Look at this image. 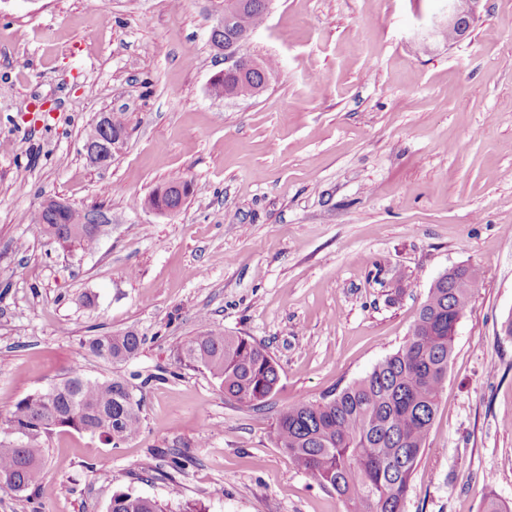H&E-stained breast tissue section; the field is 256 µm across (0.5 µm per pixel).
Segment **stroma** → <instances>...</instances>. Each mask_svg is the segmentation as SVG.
I'll use <instances>...</instances> for the list:
<instances>
[{
	"label": "stroma",
	"instance_id": "1",
	"mask_svg": "<svg viewBox=\"0 0 512 512\" xmlns=\"http://www.w3.org/2000/svg\"><path fill=\"white\" fill-rule=\"evenodd\" d=\"M442 0H274L248 43L279 68L258 95L208 94L223 57L206 0H0V417L81 368L142 404L120 447L59 428L39 487L0 512H108L130 492L203 512H345L278 448V412L364 377L406 341L432 282L482 272L406 512L512 504V0H482L448 46ZM103 112L122 155L85 156ZM172 214L133 207L173 179ZM103 211L96 247L27 214L44 197ZM264 344L278 392L258 410L179 365L200 319ZM136 331L120 364L82 344ZM193 460L172 474V454ZM180 501H170L172 484ZM111 118L112 129L109 127L107 123V114H101V122H102V132H103V145L112 153L113 156L116 157L121 154L123 147L126 142V138L123 135H119L117 137H113L112 131L115 132H126L127 133V123L125 113L122 112H109ZM114 159V160H115Z\"/></svg>",
	"mask_w": 512,
	"mask_h": 512
}]
</instances>
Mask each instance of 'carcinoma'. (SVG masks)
<instances>
[{
	"instance_id": "1",
	"label": "carcinoma",
	"mask_w": 512,
	"mask_h": 512,
	"mask_svg": "<svg viewBox=\"0 0 512 512\" xmlns=\"http://www.w3.org/2000/svg\"><path fill=\"white\" fill-rule=\"evenodd\" d=\"M268 15L267 0H246L232 22L209 31V43L221 53L232 38L252 33ZM277 70L272 60L258 59L242 75L220 74L210 82L216 97L258 95ZM186 186L165 202L179 208L189 196ZM89 211L36 209L30 222L62 247L90 251L98 238L85 232ZM480 269L460 266L433 282L406 343L386 356L363 378L320 401L300 399L281 411L275 422L278 447L318 486L333 490L346 512H405L418 458L426 447L448 365L455 331L470 304ZM142 337L128 330L95 336L85 351L111 363L133 357ZM179 362L203 367L221 380L224 397L252 409L277 391L278 364L264 346L247 336L227 334L200 320L199 333L180 348ZM57 428L99 435L114 448L137 437L140 400L121 379L98 380L76 368L48 389L29 396L0 422V485L16 491L37 487L44 478L43 438ZM109 512H167L159 501L113 495Z\"/></svg>"
}]
</instances>
